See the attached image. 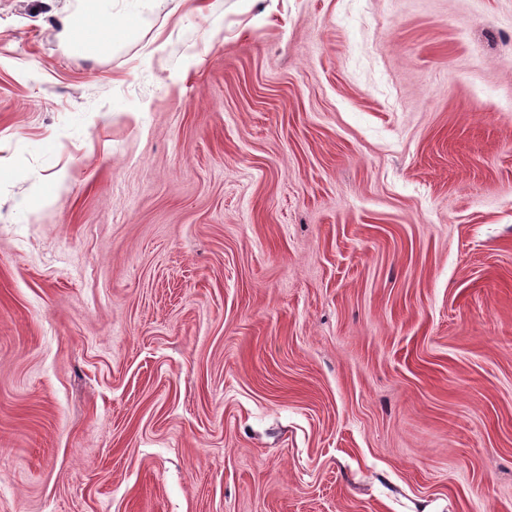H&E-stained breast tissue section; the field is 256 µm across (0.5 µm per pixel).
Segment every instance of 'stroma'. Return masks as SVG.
Here are the masks:
<instances>
[{
  "mask_svg": "<svg viewBox=\"0 0 512 512\" xmlns=\"http://www.w3.org/2000/svg\"><path fill=\"white\" fill-rule=\"evenodd\" d=\"M0 0V512H512V0ZM79 3V8L63 19L62 35L76 48L104 50L124 30L126 20L112 12L105 13L104 0H79Z\"/></svg>",
  "mask_w": 512,
  "mask_h": 512,
  "instance_id": "obj_1",
  "label": "stroma"
}]
</instances>
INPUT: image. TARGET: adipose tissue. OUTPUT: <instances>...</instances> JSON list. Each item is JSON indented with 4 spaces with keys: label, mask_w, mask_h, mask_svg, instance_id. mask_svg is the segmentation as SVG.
<instances>
[{
    "label": "adipose tissue",
    "mask_w": 512,
    "mask_h": 512,
    "mask_svg": "<svg viewBox=\"0 0 512 512\" xmlns=\"http://www.w3.org/2000/svg\"><path fill=\"white\" fill-rule=\"evenodd\" d=\"M79 8L62 21V34L79 49L101 51L121 33L124 18L104 12V0H79Z\"/></svg>",
    "instance_id": "ef3b65f1"
}]
</instances>
